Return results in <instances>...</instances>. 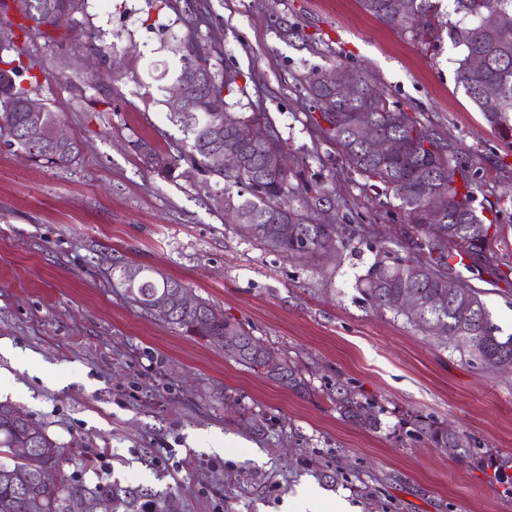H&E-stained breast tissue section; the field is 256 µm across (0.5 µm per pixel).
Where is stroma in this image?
Segmentation results:
<instances>
[{
	"label": "stroma",
	"mask_w": 512,
	"mask_h": 512,
	"mask_svg": "<svg viewBox=\"0 0 512 512\" xmlns=\"http://www.w3.org/2000/svg\"><path fill=\"white\" fill-rule=\"evenodd\" d=\"M238 72L227 111L264 113L291 166L336 192L355 223L373 225L355 250L316 263L267 252L215 212L205 176L180 165L151 173L129 142L159 150L182 137L153 100L171 87L170 53L146 0H87L76 21L44 25L39 98L62 116L81 153L44 168L0 149V341L30 353L37 370L0 353V402L65 447L67 512H512L490 459L512 478V374L487 370L406 318L375 310L358 287L378 245L402 251L408 219L397 200L376 206L341 150L312 134L319 114L300 79L343 65L382 89L477 169L478 194L499 207L512 236V147L455 81L463 48L443 0L426 38L389 29L358 0H208ZM294 29L283 36L281 24ZM92 37L116 44L110 111L83 109L55 59ZM148 266L235 318L311 382L302 396L225 358L219 346L144 313L112 278V261ZM482 292L502 335L512 334V284L455 265ZM375 400L371 430L342 419L337 384ZM470 436L474 459L410 436L415 420ZM220 443L223 453L212 452Z\"/></svg>",
	"instance_id": "1"
}]
</instances>
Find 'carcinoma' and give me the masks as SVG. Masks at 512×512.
<instances>
[{"label": "carcinoma", "instance_id": "1", "mask_svg": "<svg viewBox=\"0 0 512 512\" xmlns=\"http://www.w3.org/2000/svg\"><path fill=\"white\" fill-rule=\"evenodd\" d=\"M87 0H14L18 13L28 24H20L18 41L0 46V144L29 155L32 162L65 168L78 158L77 140L63 145H42L32 129L26 103L38 91L40 66L30 54L27 40L38 27L52 22L65 12L82 14ZM157 11L172 10L175 22L185 31L178 34L169 25L161 26L163 46L178 58L174 72L179 82L189 69L202 76L187 86L185 110L170 111V118L184 137L175 150L163 152L137 139L133 149L144 165L162 178H169L181 163L203 170V184L213 209L231 219L241 216V228L264 250L293 260H312L330 243L336 251L353 247L370 234V224H347L332 192L321 182H312L294 168L276 170L269 166L265 143L287 151L284 141L268 121L245 117L239 112H213L211 100L233 92L237 73L227 68L213 69L211 60L223 56V36L210 27L207 35L200 26L209 24L208 5L200 0L192 14H186L173 0H146ZM398 0H359L362 9L381 24L407 32H416L437 17L440 0H407V11L397 9ZM461 18L450 26L448 36L464 54L457 59L455 79L478 107L485 121L502 140L512 146V0H453ZM494 13L497 27L485 29L481 19ZM101 58L102 70L88 74L70 57L58 61L63 72H70L77 98L94 107L112 99V53L115 45H90ZM479 56L484 65L476 69L471 58ZM336 79L347 78L357 87L350 98H342L329 84L327 74L314 69L303 77L304 89L320 111L325 125H317L318 137L337 142L349 169L364 178L363 187L374 193V201L383 206L381 196L393 193L410 221L411 251L402 256L387 247L376 251L373 263L359 279L361 292L377 310L402 315L430 333H438L448 344L467 351L487 368L499 371L512 365V335H498L499 328L481 298V291L460 282L448 292L449 259L457 256L470 261L471 269L491 271L499 280H508L512 264L502 263L493 244L502 239L503 228L487 224L474 206L480 190L478 173L461 161L448 142L426 129L414 116L391 103L362 79L353 69L338 66ZM94 94L87 95L88 91ZM252 130L255 142L240 144L238 128ZM242 154L235 172L212 165L211 152L224 146ZM433 182L434 197L421 194L425 179ZM459 239L458 249L450 252L442 245L445 237ZM112 273L126 294L145 311L157 313V304L166 301L169 311L158 317L171 327L190 336L218 343L226 336H243L246 352L225 351V357L264 375L289 390L305 395L309 382L299 369L282 360V372L271 375L265 359L272 353L258 337L236 319L224 316L205 300L190 308L176 305L174 296L185 283L171 277H154L144 266L130 265L120 259L112 262ZM336 411L355 424L375 427L379 424L374 405L344 388L336 390ZM416 433L438 448L457 449V458L467 461L475 454L471 440L463 433L434 423L417 424ZM26 443L32 448L24 457L13 449ZM62 446L50 438L46 429L33 423L18 408L0 403V512H62L61 502L69 492L66 479L52 487L38 481L41 470L59 466Z\"/></svg>", "mask_w": 512, "mask_h": 512}]
</instances>
